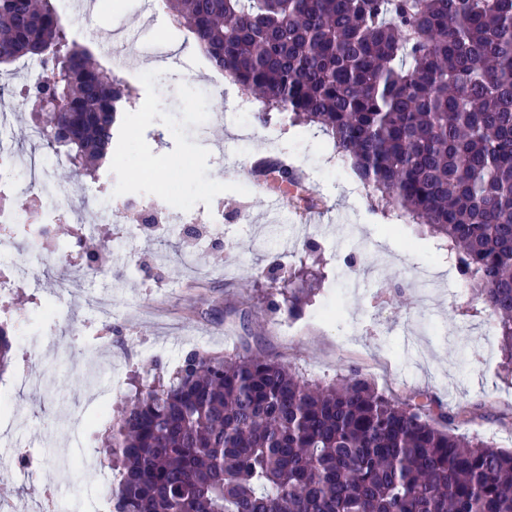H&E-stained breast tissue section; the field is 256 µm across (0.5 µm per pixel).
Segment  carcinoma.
<instances>
[{
	"instance_id": "cac0c4a2",
	"label": "carcinoma",
	"mask_w": 512,
	"mask_h": 512,
	"mask_svg": "<svg viewBox=\"0 0 512 512\" xmlns=\"http://www.w3.org/2000/svg\"><path fill=\"white\" fill-rule=\"evenodd\" d=\"M211 68L314 123L386 203L448 238L512 371V0H161ZM45 63L27 98L94 177L129 86L69 42L51 0H0V63ZM275 180L300 175L265 159ZM306 296L291 284L294 311ZM15 336L0 323V375ZM361 378L309 383L196 351L139 387L102 447L112 512H512V451L430 422Z\"/></svg>"
}]
</instances>
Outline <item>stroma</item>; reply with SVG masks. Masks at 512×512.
<instances>
[{"mask_svg": "<svg viewBox=\"0 0 512 512\" xmlns=\"http://www.w3.org/2000/svg\"><path fill=\"white\" fill-rule=\"evenodd\" d=\"M66 32L104 66L120 39L143 50L132 63L133 99L110 164L96 179L79 180L62 161L49 169V182L103 191L117 178L133 197L170 188L180 199L223 209L224 235L217 251L190 256V234L122 236L129 215L116 206L111 221L95 225L97 238L115 242L98 271L75 258L76 230L92 218L85 207L57 229L67 249H17L27 275L7 305L27 321L0 395L24 412L0 418V456L20 449L29 464L23 471L0 464L7 488L0 512H24L47 488L64 512H81L95 483L79 463H103L98 432L119 415L135 377L172 372L197 348L273 358L323 385L359 377L399 403L417 395L432 401L434 426L445 428V414L457 412V432L512 450V375L503 369L499 329L449 261L446 238L356 182L317 125L292 124L274 110L242 139V116L256 98L231 80L213 85L208 63L183 50L184 35L166 12L143 9L142 0H96ZM41 76L18 61L0 66V113L11 115L18 152L28 158L48 154L29 137L35 115L23 98ZM265 158L288 160L306 187L304 195L289 193L273 220L265 199L279 190L251 174ZM349 254L362 261L356 284L343 274ZM422 268L439 279L431 307L413 291L381 290V281L408 283ZM299 271L320 284L291 313L279 278ZM339 292L345 312L319 320ZM101 298L111 300L112 320L87 329L85 316ZM462 321L472 345H485L484 357L441 337L439 326L452 330Z\"/></svg>", "mask_w": 512, "mask_h": 512, "instance_id": "stroma-1", "label": "stroma"}]
</instances>
